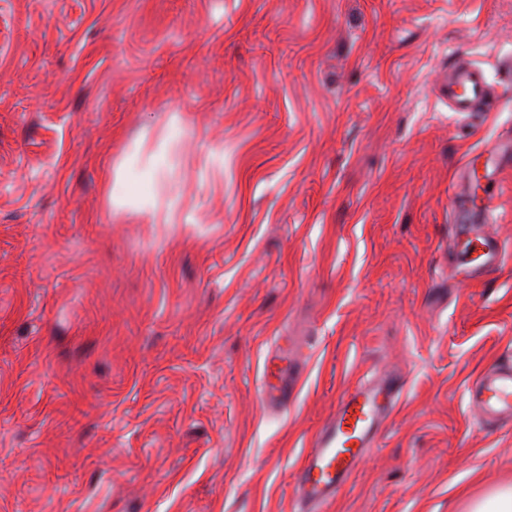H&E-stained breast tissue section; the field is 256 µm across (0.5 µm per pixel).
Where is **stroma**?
Segmentation results:
<instances>
[{
    "label": "stroma",
    "mask_w": 512,
    "mask_h": 512,
    "mask_svg": "<svg viewBox=\"0 0 512 512\" xmlns=\"http://www.w3.org/2000/svg\"><path fill=\"white\" fill-rule=\"evenodd\" d=\"M512 0H0V512H305L340 396L395 409L321 512H468L512 483L470 379L512 360V258L451 261L448 187L512 138ZM156 206L112 203L114 172ZM178 197L175 221L153 208ZM306 343L294 402L256 391ZM502 90L494 87L484 70L466 54L454 59L440 85V92L448 100L451 112L464 117L474 114L487 119L500 103Z\"/></svg>",
    "instance_id": "stroma-1"
}]
</instances>
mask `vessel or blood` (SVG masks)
Here are the masks:
<instances>
[{"instance_id": "b4317fda", "label": "vessel or blood", "mask_w": 512, "mask_h": 512, "mask_svg": "<svg viewBox=\"0 0 512 512\" xmlns=\"http://www.w3.org/2000/svg\"><path fill=\"white\" fill-rule=\"evenodd\" d=\"M440 92L450 111L469 117H489L502 92L488 80L484 70L467 55L454 59L445 74ZM512 169V141H499L469 153L461 165L463 181L452 191L455 261L468 279L479 280L500 267L505 246L490 232L496 223L493 201L503 175ZM483 179L481 196H473L468 183ZM305 364L280 351L265 358L258 395L263 405L283 411L292 403ZM401 392L397 379L386 377L345 391L332 419L314 436L311 450L302 459L294 494L302 502L325 505L335 500L364 454L375 446L382 424L393 411ZM470 405L482 419L512 420V363L500 364L468 384Z\"/></svg>"}]
</instances>
